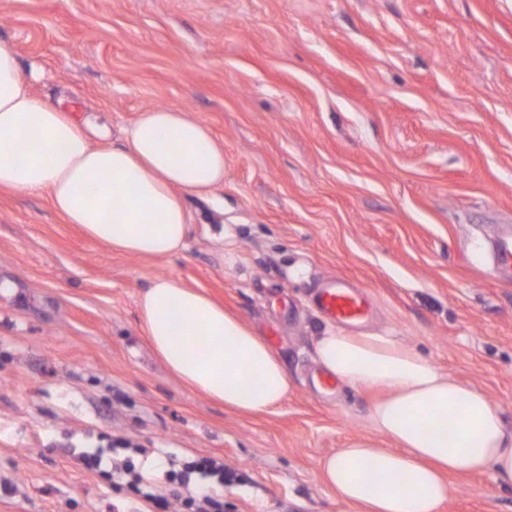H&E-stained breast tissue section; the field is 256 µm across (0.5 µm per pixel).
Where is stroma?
<instances>
[{
	"instance_id": "stroma-1",
	"label": "stroma",
	"mask_w": 512,
	"mask_h": 512,
	"mask_svg": "<svg viewBox=\"0 0 512 512\" xmlns=\"http://www.w3.org/2000/svg\"><path fill=\"white\" fill-rule=\"evenodd\" d=\"M0 41L32 92L120 144L165 107L224 143V183L184 198L186 247L113 253L47 198L0 191V512H135L119 440L218 457L226 512H344L320 460L370 434L374 392L325 384L322 280L362 289L357 330L392 334L486 391L512 429V0H0ZM201 290L284 363L290 391L245 416L153 352L138 301L159 277ZM442 512H512L489 474ZM493 257L499 271L512 275V231L500 232L493 241Z\"/></svg>"
}]
</instances>
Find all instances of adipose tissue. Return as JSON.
Instances as JSON below:
<instances>
[{
    "mask_svg": "<svg viewBox=\"0 0 512 512\" xmlns=\"http://www.w3.org/2000/svg\"><path fill=\"white\" fill-rule=\"evenodd\" d=\"M90 126L32 94L14 47L0 42V190L46 197L65 223L114 252H179L189 232L183 197L223 184V144L171 108L145 110L119 145L94 144ZM139 307L154 350L193 389L245 414L287 398L277 354L207 295L160 277ZM315 354L339 382L383 393L370 408L373 436L319 463L346 512H440L452 474L487 472L512 488V430L481 388L389 334L331 329Z\"/></svg>",
    "mask_w": 512,
    "mask_h": 512,
    "instance_id": "obj_1",
    "label": "adipose tissue"
}]
</instances>
